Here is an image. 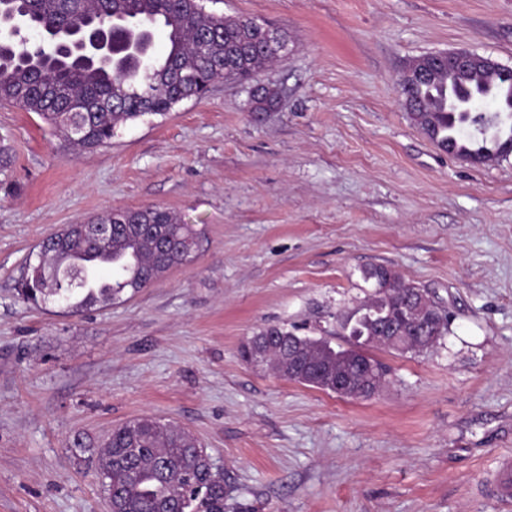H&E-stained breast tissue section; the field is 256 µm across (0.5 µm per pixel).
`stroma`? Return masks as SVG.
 <instances>
[{"instance_id":"35a3bbf8","label":"stroma","mask_w":512,"mask_h":512,"mask_svg":"<svg viewBox=\"0 0 512 512\" xmlns=\"http://www.w3.org/2000/svg\"><path fill=\"white\" fill-rule=\"evenodd\" d=\"M285 34L250 85L127 122L93 151L0 104V512H109L98 445L139 417L206 449L251 512H512L483 483L512 453V158L475 167L411 123L400 79L468 49L512 67V0H208ZM193 225L194 257L73 314L16 283L42 241L113 209ZM384 264L448 314L434 349H372L368 400L247 363L261 329L348 345L337 312Z\"/></svg>"}]
</instances>
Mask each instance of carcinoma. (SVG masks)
Here are the masks:
<instances>
[{
    "label": "carcinoma",
    "mask_w": 512,
    "mask_h": 512,
    "mask_svg": "<svg viewBox=\"0 0 512 512\" xmlns=\"http://www.w3.org/2000/svg\"><path fill=\"white\" fill-rule=\"evenodd\" d=\"M109 20L112 26L101 35L112 39L111 55L56 52L61 43L74 44L89 24ZM26 31L38 33L42 43H31ZM155 31L167 40L160 55L151 53ZM279 57L262 25L208 13L199 0H101L96 9L82 6V0H0V102L41 115L86 150L110 143L117 126L129 120L163 115L184 99L203 97L218 78L246 83ZM447 79L446 71L436 69L427 83L413 87L412 97L423 105L408 113L411 122L437 148L471 164L508 158L503 146L512 142V113L495 125L487 107L512 96V81L490 73L476 77L475 111L463 113L449 111ZM277 96L276 90L263 89L251 99V111H267ZM120 213L123 223L96 245L80 224L49 234L41 272L30 269L20 282L22 299L37 304L57 298L73 313L110 305L196 251L197 231L175 214L152 206ZM103 268L112 287H90ZM362 277L374 282V292L356 311L337 316L354 337V347L337 350L324 339L269 327L251 337L242 357L251 360L259 348L265 352L260 366L327 392L333 391L336 374L353 376L358 363L370 362L377 369L374 387L381 388L387 369L365 351L375 346L378 331L391 325L401 340L390 349L423 353L448 333V318L426 292L390 267L366 266ZM73 445L97 455L112 512H224L230 499L229 484L214 470L206 449L172 423L142 417L112 429L100 448L81 437Z\"/></svg>",
    "instance_id": "cac0c4a2"
}]
</instances>
